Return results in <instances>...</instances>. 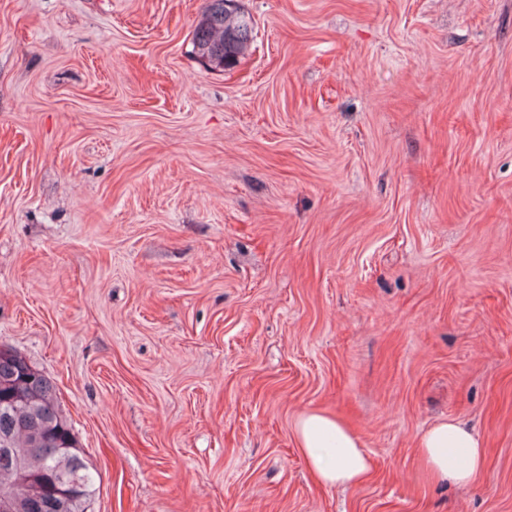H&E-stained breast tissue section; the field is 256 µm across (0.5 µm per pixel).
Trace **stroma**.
Here are the masks:
<instances>
[{
	"label": "stroma",
	"mask_w": 512,
	"mask_h": 512,
	"mask_svg": "<svg viewBox=\"0 0 512 512\" xmlns=\"http://www.w3.org/2000/svg\"><path fill=\"white\" fill-rule=\"evenodd\" d=\"M0 0V347L88 512H512V0ZM346 421L359 485L294 421ZM486 441L465 486L417 437ZM233 2L207 0L202 19L194 30L193 50L211 67H233L251 46V18L244 11L227 8ZM298 448L316 478L328 487L360 482L370 468L359 439L341 419L322 410L302 412L295 421ZM415 448L420 464L432 477L452 484L470 482L484 463L481 438L464 422L453 418L423 432Z\"/></svg>",
	"instance_id": "1"
}]
</instances>
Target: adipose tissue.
<instances>
[{
  "label": "adipose tissue",
  "instance_id": "1",
  "mask_svg": "<svg viewBox=\"0 0 512 512\" xmlns=\"http://www.w3.org/2000/svg\"><path fill=\"white\" fill-rule=\"evenodd\" d=\"M294 431L308 468L322 484L352 485L368 472L370 463L357 436L335 415L322 410L304 411L297 417ZM415 447L422 467L438 480L465 484L483 467L481 438L457 419L436 423L418 437Z\"/></svg>",
  "mask_w": 512,
  "mask_h": 512
}]
</instances>
